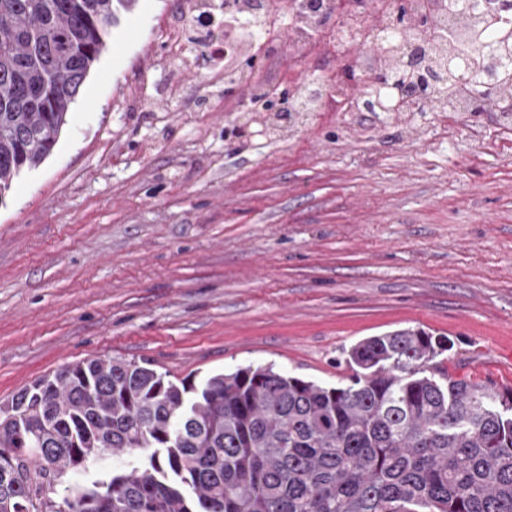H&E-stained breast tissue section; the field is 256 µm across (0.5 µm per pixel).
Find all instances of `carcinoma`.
Masks as SVG:
<instances>
[{"mask_svg": "<svg viewBox=\"0 0 512 512\" xmlns=\"http://www.w3.org/2000/svg\"><path fill=\"white\" fill-rule=\"evenodd\" d=\"M137 0H0V197L52 152L110 29ZM418 43L390 27L384 80L512 110V0ZM448 338L402 328L342 351L326 386L251 365L172 380L134 359L64 365L0 405V512H512V391L453 378ZM128 469L68 485L103 453ZM61 501H56L59 488Z\"/></svg>", "mask_w": 512, "mask_h": 512, "instance_id": "cac0c4a2", "label": "carcinoma"}]
</instances>
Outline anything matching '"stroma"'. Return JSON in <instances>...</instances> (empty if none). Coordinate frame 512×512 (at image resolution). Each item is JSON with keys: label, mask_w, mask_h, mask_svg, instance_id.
Returning <instances> with one entry per match:
<instances>
[{"label": "stroma", "mask_w": 512, "mask_h": 512, "mask_svg": "<svg viewBox=\"0 0 512 512\" xmlns=\"http://www.w3.org/2000/svg\"><path fill=\"white\" fill-rule=\"evenodd\" d=\"M179 0L123 14L53 153L0 198V403L87 358L202 380L274 365L328 386L358 340L448 337L450 375L512 390V125L360 112L346 37L283 12L249 47L273 88L203 64ZM329 80L290 112L287 78Z\"/></svg>", "instance_id": "1"}]
</instances>
